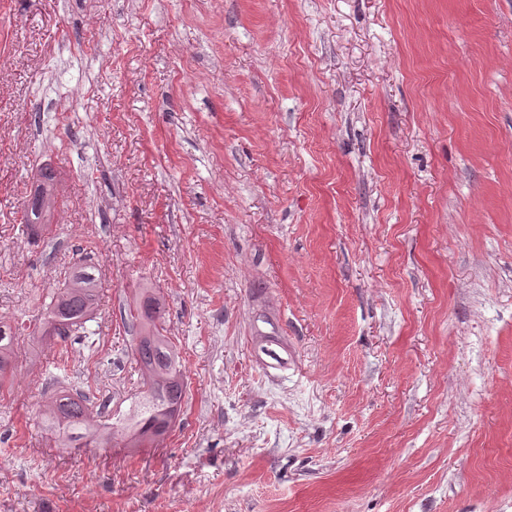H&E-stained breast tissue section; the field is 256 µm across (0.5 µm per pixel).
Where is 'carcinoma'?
<instances>
[{"instance_id":"obj_1","label":"carcinoma","mask_w":512,"mask_h":512,"mask_svg":"<svg viewBox=\"0 0 512 512\" xmlns=\"http://www.w3.org/2000/svg\"><path fill=\"white\" fill-rule=\"evenodd\" d=\"M36 187L27 210L35 236L53 231L56 170L45 165L35 173ZM102 288L86 267L73 271L64 287L50 297L38 330L35 357H49L55 344L79 334L97 314ZM165 297L154 288H141L130 309L138 327L130 356L140 373L143 391L128 412L109 423L87 394L63 387L43 391L36 413L56 448H156L175 422L185 397L187 381L180 349L164 334ZM26 327L0 322V391H10L20 356L18 339Z\"/></svg>"}]
</instances>
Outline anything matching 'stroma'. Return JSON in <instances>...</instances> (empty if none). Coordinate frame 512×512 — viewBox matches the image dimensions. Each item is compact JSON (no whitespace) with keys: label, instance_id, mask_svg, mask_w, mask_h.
<instances>
[{"label":"stroma","instance_id":"stroma-1","mask_svg":"<svg viewBox=\"0 0 512 512\" xmlns=\"http://www.w3.org/2000/svg\"><path fill=\"white\" fill-rule=\"evenodd\" d=\"M83 265L69 385L128 411L148 285L181 413L52 448L21 373L0 512H512V0H0V320ZM35 178L36 187L27 204L30 216L28 225L35 236L51 234L53 231L51 219L56 202L54 185L57 173L51 165H45L37 169Z\"/></svg>","mask_w":512,"mask_h":512}]
</instances>
